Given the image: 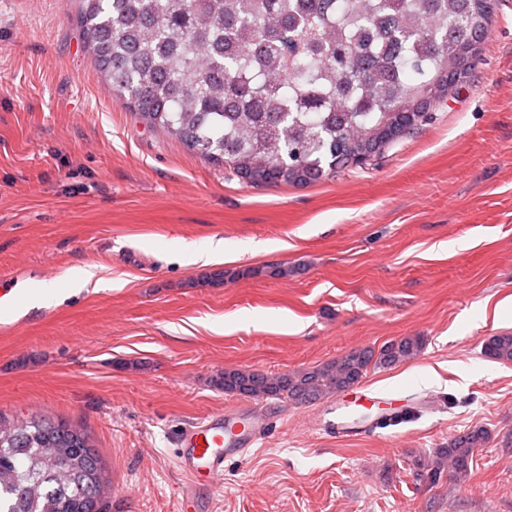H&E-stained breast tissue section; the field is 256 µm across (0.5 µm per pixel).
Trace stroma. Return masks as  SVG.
<instances>
[{
	"label": "stroma",
	"instance_id": "1",
	"mask_svg": "<svg viewBox=\"0 0 512 512\" xmlns=\"http://www.w3.org/2000/svg\"><path fill=\"white\" fill-rule=\"evenodd\" d=\"M76 0H0V268L102 284L0 340V417L85 429L112 493L104 512H178L183 426L235 403L227 370L271 375L422 337L361 384L400 394L360 439L317 424L335 399H266L272 424L196 512H512V0H494L472 69L372 165L259 188L148 128L99 77ZM228 262L178 261L209 239ZM290 275L203 285L222 267ZM485 429L471 479L430 480L437 448ZM101 280L96 279L95 267H77L70 271L68 287L70 290L80 292L85 289L99 288ZM484 353L497 361L512 362V332H501L489 337Z\"/></svg>",
	"mask_w": 512,
	"mask_h": 512
}]
</instances>
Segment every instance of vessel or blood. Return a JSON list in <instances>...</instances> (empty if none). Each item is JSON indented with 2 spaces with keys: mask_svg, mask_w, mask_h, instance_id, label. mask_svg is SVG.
<instances>
[{
  "mask_svg": "<svg viewBox=\"0 0 512 512\" xmlns=\"http://www.w3.org/2000/svg\"><path fill=\"white\" fill-rule=\"evenodd\" d=\"M34 272L27 267L0 269V337L15 335L23 326ZM269 417L262 403L226 406L188 426L182 436L179 463L190 487L181 498L183 512L193 506L197 487L212 484L224 475L226 458L242 455L262 438Z\"/></svg>",
  "mask_w": 512,
  "mask_h": 512,
  "instance_id": "obj_1",
  "label": "vessel or blood"
}]
</instances>
